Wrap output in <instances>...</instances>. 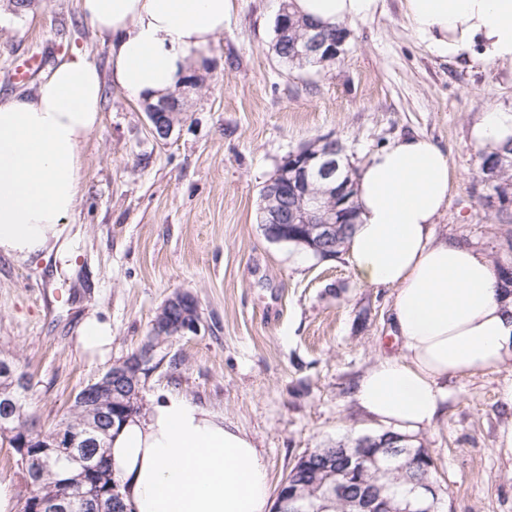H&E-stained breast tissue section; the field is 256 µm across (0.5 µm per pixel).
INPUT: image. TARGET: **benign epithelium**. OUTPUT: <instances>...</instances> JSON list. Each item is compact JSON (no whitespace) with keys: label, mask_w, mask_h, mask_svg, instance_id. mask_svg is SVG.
<instances>
[{"label":"benign epithelium","mask_w":512,"mask_h":512,"mask_svg":"<svg viewBox=\"0 0 512 512\" xmlns=\"http://www.w3.org/2000/svg\"><path fill=\"white\" fill-rule=\"evenodd\" d=\"M298 31V24L290 15L286 6H281L278 14L277 41L288 43V35ZM298 54L314 59L319 65L332 64L342 53L344 44L329 42L324 37L322 27L309 25L303 27L299 35ZM174 100L167 99L158 103L147 102L144 111L150 125V131L157 139L168 138L179 119V113L171 111ZM504 159L491 160L482 165L483 180L496 186L495 196L503 206L512 202V182L499 179V170ZM350 166L345 149L336 147V138L322 136L315 145L288 154L278 165L274 175L265 183L262 190L263 205L260 210V224L266 237L275 242H288V227L293 225L302 229V237L294 239L300 246L310 249L320 258L329 257L330 250L336 244V238L343 235L345 224L357 221L354 208V196L347 177L341 175L342 166ZM198 309L194 298L188 293H177L167 300L160 310L154 324L161 336H183L197 330ZM155 344L147 342L144 346L113 364L98 380L95 394L102 400L95 404L87 403V396L78 397V407L85 409L83 435L93 443H99L100 417L104 410L112 405V390L122 389L129 398L138 393L136 380L131 377L129 368H143L151 359ZM22 420V408L14 403L0 417V433L11 439L19 462L35 469L47 468L54 463L65 461L77 467V475L71 485L81 489L87 478L104 469L105 449L99 448L87 455L75 447V440L64 432L54 431L40 435L48 441L52 452L38 456L28 452L29 437L25 428L18 424ZM407 440L402 435H383L372 439L376 451L366 452V447L351 453L343 449L341 457L346 470L355 472L364 463L379 464L380 458L407 466L414 456L399 442ZM413 503L400 510V506L390 497L378 494L355 499L362 512H434L433 504L438 500L435 485L418 482L412 489ZM306 501L299 493H284L276 498V512H305Z\"/></svg>","instance_id":"7a95c632"}]
</instances>
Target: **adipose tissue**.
<instances>
[{"instance_id": "obj_1", "label": "adipose tissue", "mask_w": 512, "mask_h": 512, "mask_svg": "<svg viewBox=\"0 0 512 512\" xmlns=\"http://www.w3.org/2000/svg\"><path fill=\"white\" fill-rule=\"evenodd\" d=\"M230 2L81 0V13L110 42L114 85L154 103L202 62ZM379 6L293 0L297 15L324 25L372 17ZM404 11L436 55L512 65V0H404ZM102 99L97 67L75 52L32 95L0 100V254L26 260L62 243ZM453 182L448 153L418 135L375 151L356 173L359 218L347 250L361 282L393 290L400 350L378 358L352 397L367 415L409 430L437 422L449 377L512 361V294L484 254L435 232ZM109 445L131 512H269L255 439L191 397L161 393L146 414L113 428Z\"/></svg>"}]
</instances>
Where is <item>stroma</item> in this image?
<instances>
[{
  "label": "stroma",
  "mask_w": 512,
  "mask_h": 512,
  "mask_svg": "<svg viewBox=\"0 0 512 512\" xmlns=\"http://www.w3.org/2000/svg\"><path fill=\"white\" fill-rule=\"evenodd\" d=\"M279 5L231 0L200 83L183 90L182 120L159 140L142 101L113 85L110 46L79 0H33L22 12L0 0V99L37 89L40 76L11 79L33 53L51 65L80 53L104 85L82 196L67 219L71 260L0 255V356L31 375L42 430L140 349L165 302L186 292L198 329L157 346L141 377L143 404L171 391L223 412L254 437L275 488L307 452L389 431L360 410L352 388L399 349L391 289L359 281L345 255L322 260L268 240L258 222L263 185L314 138H339L357 166L409 134L439 144L455 183L437 235L512 266V209L492 203L472 135L481 113L512 109V67L436 56L413 34L403 0H380L373 17L349 22L335 63L300 69L272 49ZM93 317L112 326L102 356L79 341ZM510 382L512 367L449 378L444 416L411 432L434 461L437 512H512V455L497 448L512 421L499 399ZM16 460L0 441V485L12 493L10 512H23L30 488Z\"/></svg>",
  "instance_id": "stroma-1"
}]
</instances>
